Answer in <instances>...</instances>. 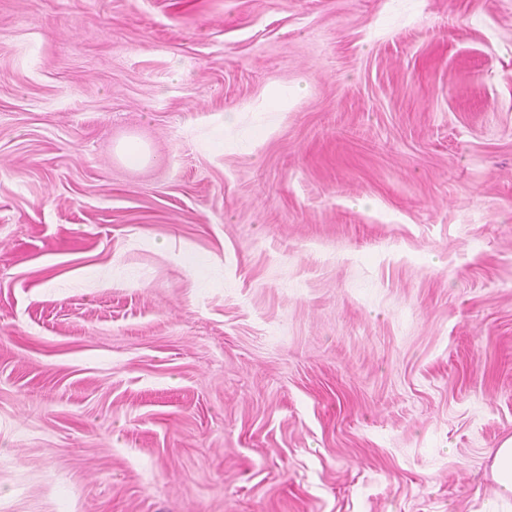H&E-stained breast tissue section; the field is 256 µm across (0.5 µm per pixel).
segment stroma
<instances>
[{"instance_id": "obj_1", "label": "stroma", "mask_w": 512, "mask_h": 512, "mask_svg": "<svg viewBox=\"0 0 512 512\" xmlns=\"http://www.w3.org/2000/svg\"><path fill=\"white\" fill-rule=\"evenodd\" d=\"M509 437L512 0H0V512H484ZM167 256L171 261L186 268L190 272L198 288L210 286L218 277V268L201 264L190 252H168Z\"/></svg>"}]
</instances>
